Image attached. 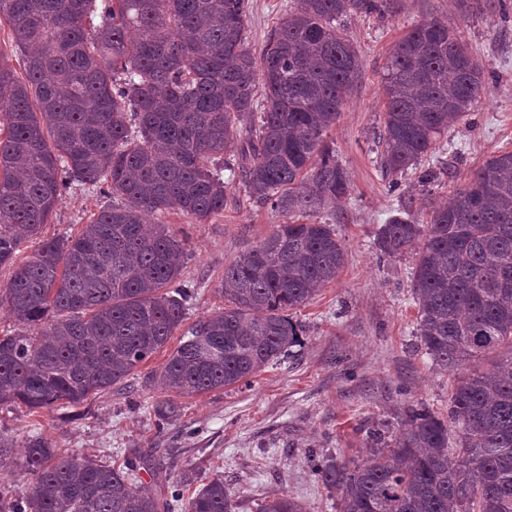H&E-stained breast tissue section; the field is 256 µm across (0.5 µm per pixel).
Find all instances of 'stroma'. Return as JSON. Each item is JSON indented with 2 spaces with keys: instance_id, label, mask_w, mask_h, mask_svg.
Listing matches in <instances>:
<instances>
[{
  "instance_id": "obj_1",
  "label": "stroma",
  "mask_w": 512,
  "mask_h": 512,
  "mask_svg": "<svg viewBox=\"0 0 512 512\" xmlns=\"http://www.w3.org/2000/svg\"><path fill=\"white\" fill-rule=\"evenodd\" d=\"M250 2L249 45L259 53L282 19L286 0ZM430 17L460 29L485 67V88L469 119L448 131L452 150L439 157L445 176L425 187L411 172L392 193L374 154L384 67L393 42ZM340 29L358 52L361 83L327 140L349 172L353 191L324 218L334 224L347 261L336 280L292 310L303 329L300 345L250 384L167 396L146 379L179 344L174 335L134 376L83 405L32 410L19 402L1 404L0 434L13 446L0 456V487L16 496L28 492L23 451L27 440L39 435L59 452L106 464L166 449L169 471L185 491L221 476L236 512H256L258 502L282 493L302 500L309 512H338V492L312 479L315 457L346 464L365 459L375 433L391 439L402 431L410 404L447 417L454 378L432 363L416 334L418 308L410 300L414 260L379 259L374 240L397 211L422 218L431 206L447 202L452 188L464 184L493 152L512 149V20L484 9L462 10L458 0H390L385 16L351 14L342 18ZM111 203L110 196L72 188L42 236L77 235ZM159 221L189 239L183 277L197 287L187 311L193 323L223 312L225 263L268 236L282 218L247 200L231 181L223 213L208 223L178 211ZM164 399L177 406L178 416L160 427L152 406Z\"/></svg>"
}]
</instances>
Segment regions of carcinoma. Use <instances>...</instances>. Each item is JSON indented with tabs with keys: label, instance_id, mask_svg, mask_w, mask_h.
<instances>
[{
	"label": "carcinoma",
	"instance_id": "obj_1",
	"mask_svg": "<svg viewBox=\"0 0 512 512\" xmlns=\"http://www.w3.org/2000/svg\"><path fill=\"white\" fill-rule=\"evenodd\" d=\"M389 0H294L260 55L248 44L249 0H0L25 78L0 67V266L49 223L77 185L121 198L81 233L41 242L0 290L32 335L0 336V403L78 406L126 380L166 346L195 288L182 279L188 240L148 215L180 211L205 224L239 179L252 202L288 221L224 264V312L192 325L150 386L193 396L232 387L292 353L288 311L335 280L346 251L315 217L353 190L326 141L357 92L361 69L337 26L384 15ZM376 132L392 186L445 150L485 77L457 31L431 18L393 45ZM383 257L411 254L417 330L432 362L457 375L448 420L406 408L404 430L351 465L314 461L339 491V512H512V150L502 149L435 207L381 225ZM177 406L155 403L157 424ZM462 462L448 456L450 433ZM148 459L104 465L25 446L29 492L0 487V512H235L215 477L191 495L164 479L138 486ZM257 512H307L281 494Z\"/></svg>",
	"mask_w": 512,
	"mask_h": 512
}]
</instances>
